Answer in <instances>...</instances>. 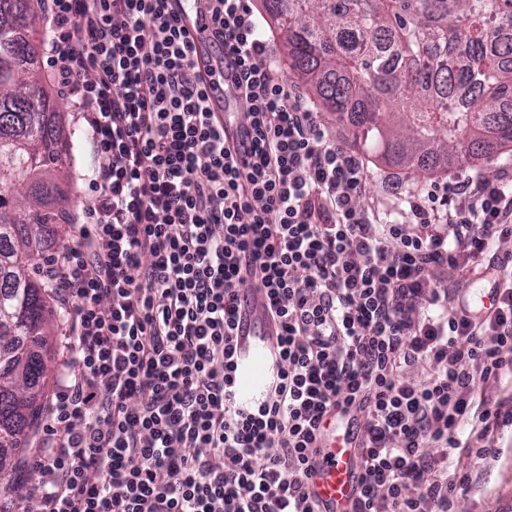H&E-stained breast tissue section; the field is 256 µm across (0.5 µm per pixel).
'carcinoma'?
Wrapping results in <instances>:
<instances>
[{
	"instance_id": "cac0c4a2",
	"label": "carcinoma",
	"mask_w": 512,
	"mask_h": 512,
	"mask_svg": "<svg viewBox=\"0 0 512 512\" xmlns=\"http://www.w3.org/2000/svg\"><path fill=\"white\" fill-rule=\"evenodd\" d=\"M288 71L386 167L442 178L512 150V0H263ZM33 0H0V448L20 454L43 412L50 291L38 274L69 155L33 67Z\"/></svg>"
}]
</instances>
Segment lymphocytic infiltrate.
Here are the masks:
<instances>
[{
  "label": "lymphocytic infiltrate",
  "instance_id": "lymphocytic-infiltrate-1",
  "mask_svg": "<svg viewBox=\"0 0 512 512\" xmlns=\"http://www.w3.org/2000/svg\"><path fill=\"white\" fill-rule=\"evenodd\" d=\"M197 2L247 105L233 147L174 0L43 2L58 90L107 164L44 272L64 358L15 495L39 512H319L311 459L336 412L359 440L351 512H455L471 478L451 453L486 459L512 427L511 397L473 394L512 368V179L406 190L410 221L387 219L244 0ZM481 269L491 302L473 310L452 284ZM255 290L277 371L245 402L235 330Z\"/></svg>",
  "mask_w": 512,
  "mask_h": 512
}]
</instances>
